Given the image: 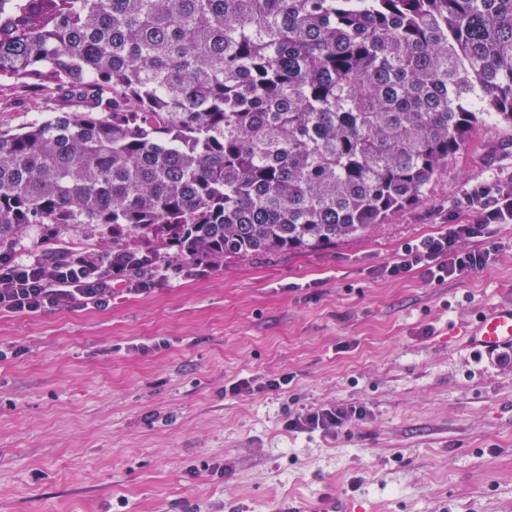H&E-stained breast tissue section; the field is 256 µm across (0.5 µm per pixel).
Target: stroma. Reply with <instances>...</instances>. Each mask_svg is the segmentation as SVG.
<instances>
[{
  "label": "stroma",
  "mask_w": 512,
  "mask_h": 512,
  "mask_svg": "<svg viewBox=\"0 0 512 512\" xmlns=\"http://www.w3.org/2000/svg\"><path fill=\"white\" fill-rule=\"evenodd\" d=\"M57 93L0 81V130ZM512 176V130L478 126L423 203L368 235L112 286L107 306L0 313V512H273L330 494L363 512H512V362L475 357L464 321L512 302V223L466 281L385 276L402 247L471 218ZM95 227L30 226L18 258ZM288 374V389H265ZM247 379L252 390L225 386ZM358 402L338 433L292 411Z\"/></svg>",
  "instance_id": "stroma-1"
}]
</instances>
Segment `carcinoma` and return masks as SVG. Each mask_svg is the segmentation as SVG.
Returning <instances> with one entry per match:
<instances>
[{
    "mask_svg": "<svg viewBox=\"0 0 512 512\" xmlns=\"http://www.w3.org/2000/svg\"><path fill=\"white\" fill-rule=\"evenodd\" d=\"M0 78L79 107L0 132V253L94 224L96 273L150 283L423 202L512 129V0H0Z\"/></svg>",
    "mask_w": 512,
    "mask_h": 512,
    "instance_id": "1",
    "label": "carcinoma"
}]
</instances>
